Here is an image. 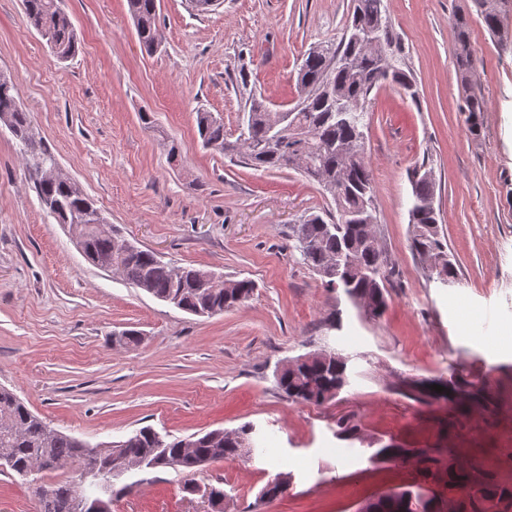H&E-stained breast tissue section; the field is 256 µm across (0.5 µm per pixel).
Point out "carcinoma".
I'll list each match as a JSON object with an SVG mask.
<instances>
[{
  "mask_svg": "<svg viewBox=\"0 0 512 512\" xmlns=\"http://www.w3.org/2000/svg\"><path fill=\"white\" fill-rule=\"evenodd\" d=\"M477 10L491 34L500 28L494 0H475ZM128 12L135 24L144 52L157 50V0H127ZM29 23L44 32L52 44L53 57L61 62L73 58L78 38L59 0H24ZM374 24L379 28L376 51L361 53L343 39L331 52L323 47L309 50L297 76L299 93L306 94L303 107L294 113L295 125L283 129L280 144L265 151L252 146L269 139L270 112L261 98L253 97L247 122L240 135L224 136V123L210 112L197 113L198 133L203 147L235 159L256 170L294 167L316 181L336 204L338 218L327 222L318 214L290 227L302 262L311 268L326 288L340 290L349 302L371 319L381 318L388 309L386 283L392 276L384 249L374 231L376 226L375 190L366 159L363 109L373 90L383 84L396 86L412 101L418 90L411 73L396 66L392 33L383 0H354L348 25ZM456 35V64L462 77L473 70L475 58L469 39V22L463 15L453 18ZM354 56L351 63L338 66L335 59ZM332 79L336 102L318 97L319 86ZM485 111L482 96L469 93L461 109L468 130L475 134L479 117ZM9 121L15 139L21 145L25 169L34 181L38 197L46 211L58 222L74 220L97 212L94 203L66 176L45 178L44 166L56 164L55 155L44 142L28 137L31 124L17 99L14 83H0V121ZM411 185L409 224L412 225V252L430 275L444 286L456 282L458 272L448 258L447 244L439 227L440 213L435 206L438 188L432 169L421 164L408 174ZM88 246L87 260L105 262L129 284L154 298L178 300L180 310L199 315L221 314L239 305L253 294L249 279L225 280L224 288H206L201 276L207 271L193 266L179 268L159 261L149 249L139 248L132 255L120 251L121 236L107 224H83ZM179 272H174V269ZM277 387L293 402L321 406L349 384L348 360L334 352L324 358L275 372ZM445 390L408 392L417 401L433 403L443 398L462 416L488 415L489 404L476 407L463 400L482 392L480 379L462 370L452 371L438 381ZM211 438H197L195 448L184 447L185 439H165L150 427H143L124 440L121 455L130 464L145 466L163 457L180 461L179 469L194 474L204 466L224 460L242 459L256 449L255 429L243 425L224 434L213 430ZM336 435L342 440L363 441L360 427L349 417L336 421ZM87 452L83 442L67 435L34 414L12 391L0 387V460L15 473L41 460L52 462L49 470L64 469ZM373 456L405 464L417 459L426 475L445 481L448 496H428L421 491L400 489L391 496L368 499L359 512H498L497 504L512 501V485L500 483L483 466L454 448H403L389 443ZM292 476L279 472L261 490V498L273 501L282 496L283 486ZM54 512H70L71 503L87 493V488L70 480L52 484Z\"/></svg>",
  "mask_w": 512,
  "mask_h": 512,
  "instance_id": "obj_1",
  "label": "carcinoma"
}]
</instances>
